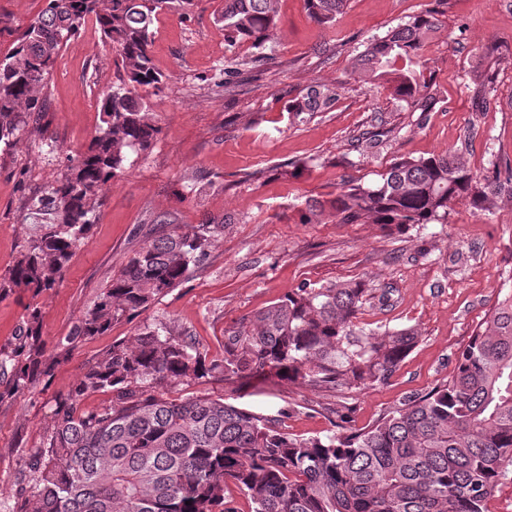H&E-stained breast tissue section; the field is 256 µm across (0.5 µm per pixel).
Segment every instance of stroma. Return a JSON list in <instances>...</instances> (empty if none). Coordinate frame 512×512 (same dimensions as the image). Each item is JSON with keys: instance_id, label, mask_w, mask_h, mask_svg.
<instances>
[{"instance_id": "1", "label": "stroma", "mask_w": 512, "mask_h": 512, "mask_svg": "<svg viewBox=\"0 0 512 512\" xmlns=\"http://www.w3.org/2000/svg\"><path fill=\"white\" fill-rule=\"evenodd\" d=\"M45 0H0V57ZM224 0H195L189 15L162 12L150 52L160 88L142 89L163 132L153 147L103 191L88 244L76 251L55 288L0 296V350L13 349L27 306L41 313L45 372L25 394L0 401V502L24 480L31 449L51 432L52 411L112 342L163 323L186 330L207 360L224 356V331L252 319L289 291L358 277L372 290L359 323L412 326L417 343L387 384L342 394L285 381L240 388L217 378L169 389L173 399L207 394L281 416L308 438L372 425L410 397L447 382L456 354L498 298L512 292V198L490 212L457 202L445 218L403 230L378 224L309 222L306 203L362 183L401 157L462 153L481 175L512 158V0H348L328 25L304 0H278L277 26L262 48L233 42L215 18ZM438 27L420 54L437 94L426 115L409 111L385 85L357 78L354 60L371 41L418 13ZM264 55L262 80L224 70ZM115 55L89 19L61 49L43 94L46 110L13 149L0 150V277L30 236L25 198L62 174L91 143L99 101L116 80ZM497 87L488 111L471 107L476 76ZM336 89L330 109L296 114L289 103L310 86ZM383 124L382 143L361 140ZM192 232L216 225L208 254L182 284L133 320L80 341L60 356L66 336L97 302L133 251L150 243L158 221Z\"/></svg>"}]
</instances>
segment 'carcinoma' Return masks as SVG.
Wrapping results in <instances>:
<instances>
[{"label": "carcinoma", "mask_w": 512, "mask_h": 512, "mask_svg": "<svg viewBox=\"0 0 512 512\" xmlns=\"http://www.w3.org/2000/svg\"><path fill=\"white\" fill-rule=\"evenodd\" d=\"M329 24L347 0H304ZM194 0H46V6L0 59V144L9 147L35 115L64 43L93 17L116 51L122 73L101 101L92 144L60 177L22 204L34 226L0 292L54 288L75 252L87 244L104 188L126 169L128 155L151 148L161 134L139 94L163 75L149 51L157 16ZM234 41L259 48L273 34L276 0H224L216 17ZM436 22L411 17L368 44L356 60L365 80L383 79L411 112H430L435 97L419 51ZM258 55L224 70V85L248 68L262 74ZM494 81L472 89L475 112L489 110ZM336 91L308 87L290 105L311 114L329 109ZM512 194V163L480 177L459 155L403 157L363 184L344 183L336 197L309 206L330 209L341 224L397 227L430 224L466 201L488 211ZM213 227L193 233L165 229L134 251L119 274L59 345L69 349L147 308L179 286L206 255ZM369 293L364 280L299 288L224 331V359L206 363L185 331L165 324L116 341L55 404L52 431L25 462V484L6 512H237L226 493L236 486L251 512H489L487 504L512 466V293L491 309L457 355L451 378L344 436L299 438L277 420L209 395L170 400L162 389L220 374L228 385L261 384L266 376L315 390L362 392L386 383L411 352L413 327L376 331L357 323ZM40 313L28 311L19 344L0 350V373L14 391L30 389L41 365ZM112 392L83 410L87 392Z\"/></svg>", "instance_id": "carcinoma-1"}]
</instances>
